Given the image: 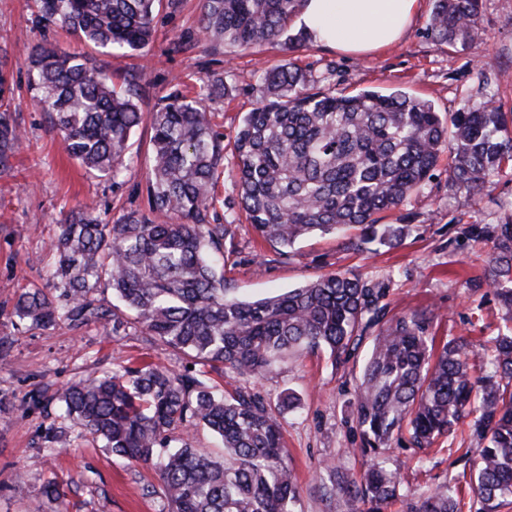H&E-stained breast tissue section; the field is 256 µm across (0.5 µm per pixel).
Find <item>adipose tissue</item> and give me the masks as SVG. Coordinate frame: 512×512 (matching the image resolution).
<instances>
[{
  "instance_id": "ef3b65f1",
  "label": "adipose tissue",
  "mask_w": 512,
  "mask_h": 512,
  "mask_svg": "<svg viewBox=\"0 0 512 512\" xmlns=\"http://www.w3.org/2000/svg\"><path fill=\"white\" fill-rule=\"evenodd\" d=\"M419 0H302L297 22L313 43L363 55L398 41Z\"/></svg>"
}]
</instances>
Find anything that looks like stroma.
<instances>
[{"mask_svg":"<svg viewBox=\"0 0 512 512\" xmlns=\"http://www.w3.org/2000/svg\"><path fill=\"white\" fill-rule=\"evenodd\" d=\"M32 4L0 0V61L14 88L12 114L24 133L19 152L0 170V512H30L47 482L66 485L67 512H162L165 499L158 476L112 456L79 426L62 420L56 394L68 384L121 370L135 358L178 369L182 356L148 344L134 327L117 336L98 324L76 331L63 326L32 329L14 314L22 289L47 288L54 265L48 244L72 210L88 204L112 221L130 210L150 209L147 118L133 130L126 169L107 180L67 156L56 126L37 107L29 53L47 42L70 49L76 42L61 30L40 35L31 23ZM433 7L434 0H420L403 38L372 54L356 56L314 44L288 57L265 46L241 52L211 45L200 32L201 0H162L154 13V40L143 56L116 49L110 64L119 73L134 64L141 67L145 93L139 107L145 115L182 84L223 75L229 93L209 107L228 150L243 115L262 95L260 68L287 57L317 91H400L431 102L443 116L467 99L512 110V0H483L479 39L469 49L432 38ZM449 164L447 155H440L421 193L384 213V223L410 225L402 245L357 252L344 238L314 236L283 259L261 246L246 222L228 154L218 200L210 210L231 227L224 243V273L238 295L250 300L299 287L321 274L359 275L368 285L385 289L387 317L427 311L437 343L472 342L470 364L475 373H484L488 353L479 341L497 333L505 311L485 282L489 247L475 242L468 228L512 220V171L501 173L484 191L465 195L449 188ZM372 344V338H365L341 364L323 355H304L286 359L264 379L237 381L273 403L287 392L300 400L299 408L284 416V441L299 482V512H351L343 491L326 494L330 479L322 464L335 462L356 484L367 468L358 450L361 435L353 402ZM34 392L42 396L36 406L29 399ZM52 426L65 430L68 445L46 446L44 433ZM468 432L464 422L454 437L438 438L423 462L408 439L390 448L386 467L397 473L401 495L386 512H412L413 505L447 483L458 489L461 512H475L470 473L449 454L453 448H468Z\"/></svg>","mask_w":512,"mask_h":512,"instance_id":"35a3bbf8","label":"stroma"}]
</instances>
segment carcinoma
Here are the masks:
<instances>
[{
  "label": "carcinoma",
  "mask_w": 512,
  "mask_h": 512,
  "mask_svg": "<svg viewBox=\"0 0 512 512\" xmlns=\"http://www.w3.org/2000/svg\"><path fill=\"white\" fill-rule=\"evenodd\" d=\"M33 26L62 24L93 49L138 51L152 39L159 0H34ZM301 0H202L201 32L212 44L248 50L280 43L295 52L302 32L288 34ZM482 0H434L431 32L466 48L479 37ZM36 101L54 120L64 148L82 167L114 179L126 168L133 129L142 119V85L129 71L117 84L88 54L39 47L28 57ZM265 93L246 113L233 141L236 186L247 221L278 255L301 239L347 235L358 251L395 247L407 224L379 215L418 193L446 150L451 181L474 193L512 170V111L490 102L465 103L443 119L426 100L402 92L365 90L336 96L313 91L286 61L263 71ZM13 87L0 69V166L21 147L6 100ZM224 96L212 76L190 96L176 89L151 115L150 213L131 210L112 223L86 205L71 212L51 243V287L21 293L14 314L33 328L133 321L143 333L186 356L183 371L143 361L70 384L59 395L61 418L101 440L112 455L154 468L167 507L162 512H298L299 488L284 447L280 417L298 405L292 393L271 405L259 392H220L211 374L262 379L299 352L324 351L333 363L350 357L374 332L355 397L362 454L370 463L348 490L355 512H384L400 482L378 457L408 433L420 451L473 417L470 466L477 512L512 505V329L485 340L493 374L476 377L469 343L436 345L428 317L385 319L383 290L356 275L322 274L284 293L242 300L224 278L230 225L211 223L209 207L224 177V135L213 128L206 100ZM470 234L492 243L486 282L512 316V224H473ZM110 288L121 305L94 298ZM203 426L220 438L224 459L194 446ZM56 482L41 501L65 504ZM446 484L415 512H459Z\"/></svg>",
  "instance_id": "cac0c4a2"
}]
</instances>
